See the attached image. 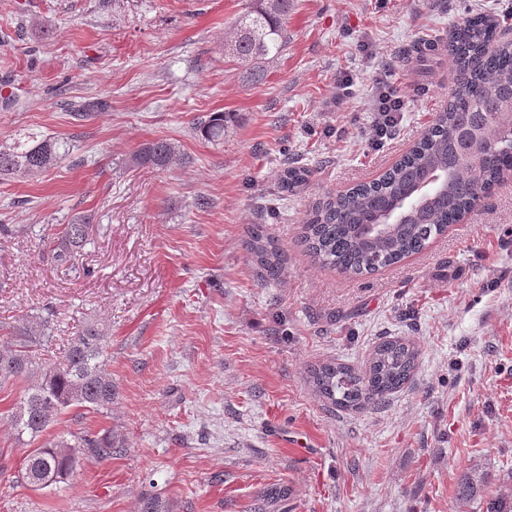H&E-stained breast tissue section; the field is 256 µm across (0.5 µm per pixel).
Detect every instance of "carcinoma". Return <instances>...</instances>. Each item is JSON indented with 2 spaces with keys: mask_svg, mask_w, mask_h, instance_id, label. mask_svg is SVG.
I'll return each instance as SVG.
<instances>
[{
  "mask_svg": "<svg viewBox=\"0 0 512 512\" xmlns=\"http://www.w3.org/2000/svg\"><path fill=\"white\" fill-rule=\"evenodd\" d=\"M294 0H251L224 40V52L259 84L267 64L288 44V16ZM500 19L475 16L454 27L448 54L456 66L448 106L414 147L378 179L317 202L303 225L302 243L312 260L343 275L358 276L396 264L422 251L458 221L476 199L486 197L503 173L512 169V137L501 126L512 123V42L493 49ZM234 124L230 112H215L198 122L196 132L209 142L224 139ZM64 138L32 135L0 146V177L37 178L71 156ZM180 158L175 143L163 139L143 144L130 157L133 166L166 170ZM305 167L284 171L281 187L292 190L307 181ZM90 244V225L83 219L61 225L54 237L56 262L78 269ZM263 281L282 272L281 255L263 225L251 226L244 241ZM47 321L23 319L0 325V389L21 385L23 395L8 415L17 439L41 437L65 412L76 408L107 412L112 408V374L107 369L108 336L96 322L79 328L52 366L40 351L49 341ZM417 350L403 339L375 346L363 372L335 361L309 370L315 394L344 410L377 406L411 378ZM119 445L112 433L84 431L30 451L21 478L34 489L65 482L80 459L112 457ZM482 481L463 476L457 500L464 507L479 497ZM512 472L487 512H512Z\"/></svg>",
  "mask_w": 512,
  "mask_h": 512,
  "instance_id": "obj_1",
  "label": "carcinoma"
}]
</instances>
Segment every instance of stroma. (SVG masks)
<instances>
[{"label": "stroma", "mask_w": 512, "mask_h": 512, "mask_svg": "<svg viewBox=\"0 0 512 512\" xmlns=\"http://www.w3.org/2000/svg\"><path fill=\"white\" fill-rule=\"evenodd\" d=\"M250 0H0V144L37 132L69 137L70 160L30 180H0V322L46 319L54 362L75 328L107 330L112 409L70 410L50 429L108 431L122 449L82 460L43 490L16 481L28 451L0 389V512H458L463 474L486 491L512 468V178L421 253L358 277L320 268L299 244L311 205L376 179L448 103L447 39L464 19L512 12V0H295L289 42L251 84L224 53ZM350 75L349 85L337 79ZM408 103L370 143L378 84ZM104 97L111 111L73 116ZM232 112L224 141L198 119ZM181 159L135 167L142 143ZM306 183L279 189L284 159ZM207 197L208 207L197 204ZM87 217L77 269L54 261L58 225ZM265 225L283 255L259 280L243 242ZM399 337L418 351L405 387L379 407L320 400L309 365L364 370Z\"/></svg>", "instance_id": "obj_1"}]
</instances>
